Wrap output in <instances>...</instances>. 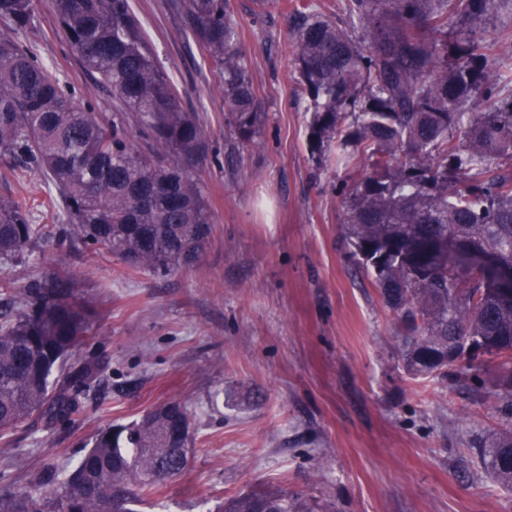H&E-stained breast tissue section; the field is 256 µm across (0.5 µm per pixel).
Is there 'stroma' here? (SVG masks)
<instances>
[{
  "instance_id": "1",
  "label": "stroma",
  "mask_w": 512,
  "mask_h": 512,
  "mask_svg": "<svg viewBox=\"0 0 512 512\" xmlns=\"http://www.w3.org/2000/svg\"><path fill=\"white\" fill-rule=\"evenodd\" d=\"M167 0H129L185 111L206 125L213 233L200 265L168 275L129 267L79 238L42 241L0 268L16 285L49 277L65 252L92 310L74 357L98 381L72 419L0 436V469L24 490L51 463L73 467L92 436L182 401L189 461L147 495L142 512H213L254 489L285 490L330 512H512V489L476 448L500 429L493 364L462 380L410 374L402 329L343 238L346 201L368 170L316 165L291 52L294 0H229L260 115L257 144L230 130L221 74ZM22 41L84 111L113 97L72 51L53 0H36ZM0 196L39 224H64L50 179L0 158Z\"/></svg>"
}]
</instances>
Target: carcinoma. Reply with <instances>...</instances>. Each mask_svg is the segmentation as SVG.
<instances>
[{"label":"carcinoma","instance_id":"cac0c4a2","mask_svg":"<svg viewBox=\"0 0 512 512\" xmlns=\"http://www.w3.org/2000/svg\"><path fill=\"white\" fill-rule=\"evenodd\" d=\"M224 77L229 125L257 143L255 91L227 0H168ZM512 0H347L348 31L304 4L295 9L292 53L308 98L312 158L346 167L364 156L370 172L346 205L351 256L372 277L406 331L402 356L413 375L466 373L487 355L502 429L479 457L512 487V293L497 272H512V65L488 64L482 25ZM69 44L116 99L105 121L75 106L16 36L33 0H0V156L19 158L53 183L67 224H35L0 196V266L23 261L41 241L78 235L134 269L153 274L200 264L212 233L201 184L189 170L207 149V129L185 111L175 85L150 56L128 0H54ZM456 20L448 36V18ZM146 149L130 142V126ZM491 256L483 278L460 276L441 241ZM47 280L17 291L0 280V431L32 420L50 426L78 414L97 367L68 361L87 336L89 312L73 295L64 255ZM462 365L448 363V353ZM186 404L170 401L131 425L108 426L70 470L48 464L28 487L0 492V512H138L143 494L187 465L180 448ZM217 512H314L296 494L251 491Z\"/></svg>","mask_w":512,"mask_h":512}]
</instances>
